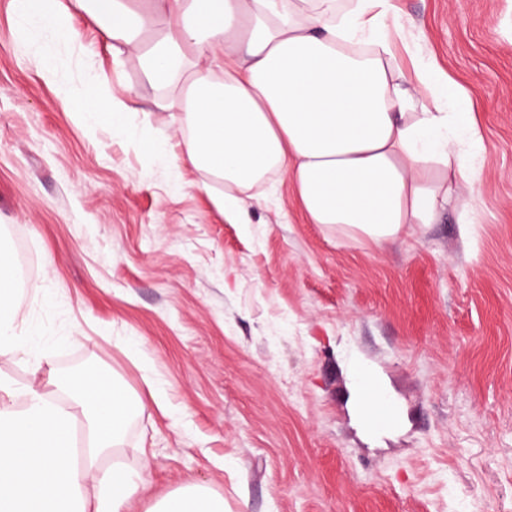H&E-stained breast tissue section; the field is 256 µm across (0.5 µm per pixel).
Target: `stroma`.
<instances>
[{
  "label": "stroma",
  "mask_w": 512,
  "mask_h": 512,
  "mask_svg": "<svg viewBox=\"0 0 512 512\" xmlns=\"http://www.w3.org/2000/svg\"><path fill=\"white\" fill-rule=\"evenodd\" d=\"M397 4V65L470 90L448 109L482 141L439 222L377 249L305 223L280 174L236 223L223 180L176 162L178 113L144 118L163 92L133 52L70 0L28 28L0 0V240L35 262L20 298L43 333L0 374L95 364L142 400L120 456L140 472L128 512L187 481L226 512H512V0ZM91 85L140 111L83 120ZM355 360L395 429L364 430ZM352 372H353V376H354V380H355V391H356V397H357V409H358V412L360 414V417H361L363 423L365 425H367L366 417H367V414L371 410V405L368 403V401H367L363 391L359 387L360 379L366 377V378H369V379L373 380L376 383V385H377L380 393L382 394V396L386 399V401L388 402V401H390V399H389L387 393L379 385L375 375L367 367H365L363 364H361L358 361H353V363H352Z\"/></svg>",
  "instance_id": "1"
}]
</instances>
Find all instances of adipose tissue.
<instances>
[{
	"mask_svg": "<svg viewBox=\"0 0 512 512\" xmlns=\"http://www.w3.org/2000/svg\"><path fill=\"white\" fill-rule=\"evenodd\" d=\"M107 35L140 50L146 80L181 114L183 164L223 179L225 213L246 221L273 172L294 186L306 223L382 247L408 225L437 223L466 159L451 137L480 132L466 113L429 107L391 62V0H71ZM163 33L141 48L143 33ZM134 104L88 87L81 116L120 124ZM18 269L0 249V353L28 356ZM47 392L0 375V512H126L134 472L110 458L143 404L98 367L55 375ZM148 512H224L190 482Z\"/></svg>",
	"mask_w": 512,
	"mask_h": 512,
	"instance_id": "1",
	"label": "adipose tissue"
}]
</instances>
